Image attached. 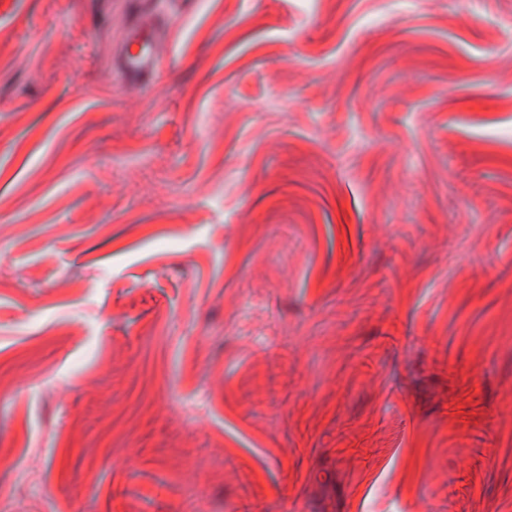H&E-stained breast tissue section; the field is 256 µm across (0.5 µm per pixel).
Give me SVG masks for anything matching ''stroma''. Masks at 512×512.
Instances as JSON below:
<instances>
[{"instance_id":"1","label":"stroma","mask_w":512,"mask_h":512,"mask_svg":"<svg viewBox=\"0 0 512 512\" xmlns=\"http://www.w3.org/2000/svg\"><path fill=\"white\" fill-rule=\"evenodd\" d=\"M0 512H512V0H0ZM159 33L156 25H133L126 35L119 56V70L126 85L149 91L161 57L158 52Z\"/></svg>"}]
</instances>
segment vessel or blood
I'll list each match as a JSON object with an SVG mask.
<instances>
[{
    "label": "vessel or blood",
    "mask_w": 512,
    "mask_h": 512,
    "mask_svg": "<svg viewBox=\"0 0 512 512\" xmlns=\"http://www.w3.org/2000/svg\"><path fill=\"white\" fill-rule=\"evenodd\" d=\"M157 26L133 25L119 56V70L128 87L149 91L161 57Z\"/></svg>",
    "instance_id": "obj_1"
}]
</instances>
